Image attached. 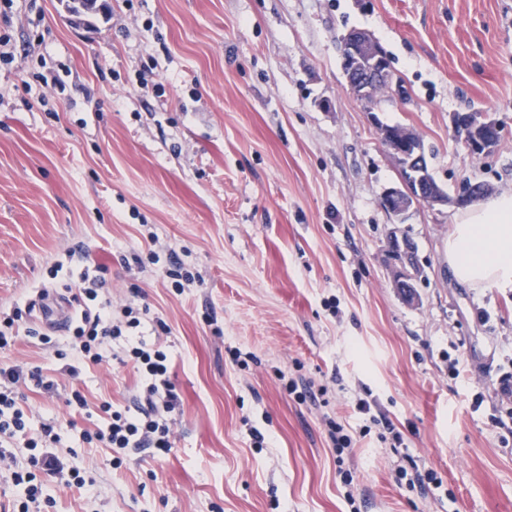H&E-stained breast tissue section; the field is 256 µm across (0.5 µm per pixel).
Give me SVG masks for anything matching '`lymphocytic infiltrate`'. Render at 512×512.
Here are the masks:
<instances>
[{
    "label": "lymphocytic infiltrate",
    "instance_id": "1",
    "mask_svg": "<svg viewBox=\"0 0 512 512\" xmlns=\"http://www.w3.org/2000/svg\"><path fill=\"white\" fill-rule=\"evenodd\" d=\"M104 284V278L97 277L83 288L87 305L71 317L67 325L68 342L64 349L58 350L57 356L66 360L65 370L74 377L78 375L80 366H98L107 362L112 354L113 340L127 338V355L144 379V401L132 412L113 409L110 401H102L98 411L104 422L94 430L84 432L83 439L100 448H153L161 453L167 452L172 446L171 419L178 407L177 396L168 378L167 356L161 351L146 349L143 341L132 340L131 333L141 321L129 307L125 308L123 318H114L111 302L99 298ZM19 379L17 367L0 366V464L14 459L4 445L5 440L18 433H26L29 428L22 397L16 390ZM59 439L57 424L53 421L42 424L39 433L29 437L27 446L32 454L27 467L10 473L13 484L23 490L17 512H29L34 505L54 506V499L45 494L37 478L41 471L59 474L66 486L86 491L91 489V481L81 476L79 471H63L58 459L46 453V446Z\"/></svg>",
    "mask_w": 512,
    "mask_h": 512
}]
</instances>
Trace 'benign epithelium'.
I'll use <instances>...</instances> for the list:
<instances>
[{"label":"benign epithelium","mask_w":512,"mask_h":512,"mask_svg":"<svg viewBox=\"0 0 512 512\" xmlns=\"http://www.w3.org/2000/svg\"><path fill=\"white\" fill-rule=\"evenodd\" d=\"M342 69L350 90L359 97L368 96L373 87L390 77V65L381 45L366 31L356 30L342 44ZM383 145L398 163L399 182L386 187L381 194L383 209L401 224L415 204L442 206L448 194L431 179V171L423 147L413 137L393 135L384 123L374 119ZM455 130L463 135L468 148L489 153L501 142V126L481 112H456L452 115ZM490 192L489 187L472 185L459 192L456 203L468 204Z\"/></svg>","instance_id":"obj_1"}]
</instances>
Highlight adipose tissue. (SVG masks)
<instances>
[{"label":"adipose tissue","instance_id":"1","mask_svg":"<svg viewBox=\"0 0 512 512\" xmlns=\"http://www.w3.org/2000/svg\"><path fill=\"white\" fill-rule=\"evenodd\" d=\"M447 251L457 283L512 289V190L460 212L448 234Z\"/></svg>","mask_w":512,"mask_h":512}]
</instances>
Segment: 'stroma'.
<instances>
[{"mask_svg": "<svg viewBox=\"0 0 512 512\" xmlns=\"http://www.w3.org/2000/svg\"><path fill=\"white\" fill-rule=\"evenodd\" d=\"M108 3L79 25L61 0L13 2L0 311L47 281L75 298L103 274L113 310L143 311L180 407L165 456L89 448L80 434L101 400L124 409L143 395L125 343L75 378L27 334L0 349V363L54 379L20 384L24 405L33 427L65 421L58 455L94 482L85 496L43 473L53 512H512V442L497 424L512 290L452 279L461 205L419 204L401 224L382 209L398 172L375 127L417 132L451 198L468 179L511 189L512 0ZM352 29L381 44L407 91L374 117L342 71ZM456 112L496 120L499 148L471 151ZM397 236L416 247L409 299ZM75 244L85 258L68 257ZM172 251L202 286L165 278ZM151 252L158 263H133ZM75 388L86 410L66 406ZM329 418L352 448L337 452ZM417 470L435 481L409 485Z\"/></svg>", "mask_w": 512, "mask_h": 512, "instance_id": "stroma-1", "label": "stroma"}]
</instances>
